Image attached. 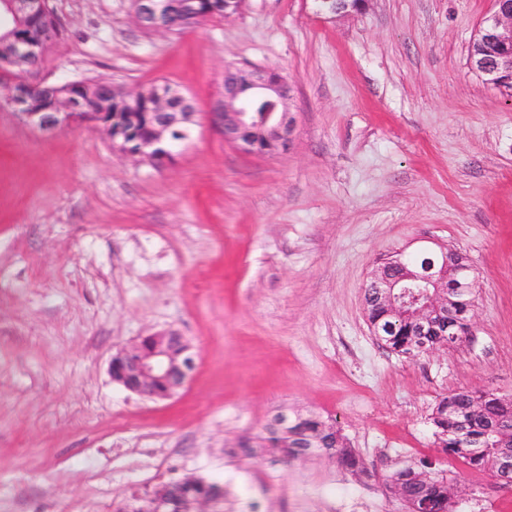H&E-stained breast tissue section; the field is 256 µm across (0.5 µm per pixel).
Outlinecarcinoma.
<instances>
[{
	"mask_svg": "<svg viewBox=\"0 0 512 512\" xmlns=\"http://www.w3.org/2000/svg\"><path fill=\"white\" fill-rule=\"evenodd\" d=\"M158 7L168 14L172 23L170 33L178 34L192 26L191 16L183 10V0H160ZM87 90L103 96L105 110L114 115L131 110L145 113L135 129L122 128L116 140L119 149L149 137L154 102L144 98L134 107L121 93L113 92L112 86L99 80L88 81ZM453 298L461 320L469 322L474 298L463 292L453 295ZM367 317L382 324L393 322L388 335L378 337L392 352L404 355L417 345L411 319L392 321L385 315L380 301L370 303ZM431 424L443 454L461 460L474 473L487 474L500 484L512 487V476L503 474L501 467L503 458H512L511 399L486 391L450 392L435 405ZM225 453L240 460L262 459L273 466L301 459H332L339 469L358 479H377L389 492L392 486H397V491L392 492L407 512H417L424 504L429 512H453L458 495L457 478L443 470H432V462L425 459L391 468L381 475L369 470L362 457L346 444L333 425L310 413L290 415L286 411H278L267 420L261 433L240 439L233 447L225 449ZM192 491L207 496H224L223 487L202 477L195 479Z\"/></svg>",
	"mask_w": 512,
	"mask_h": 512,
	"instance_id": "1",
	"label": "carcinoma"
}]
</instances>
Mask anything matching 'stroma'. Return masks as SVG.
Listing matches in <instances>:
<instances>
[{
    "label": "stroma",
    "instance_id": "35a3bbf8",
    "mask_svg": "<svg viewBox=\"0 0 512 512\" xmlns=\"http://www.w3.org/2000/svg\"><path fill=\"white\" fill-rule=\"evenodd\" d=\"M50 5L66 34L46 84L166 82L196 123L158 167L0 108V512H115L187 477L268 512H404L323 458L226 455L281 408L320 415L377 471L426 457L459 474L455 512H512L430 423L452 390L512 398V98L468 60L491 0H366L340 19L244 0L177 35L139 26L131 0ZM228 66L287 79V149L214 127ZM424 244L466 255L478 288L471 334L410 359L372 336L363 289ZM168 330L198 350L185 389L112 381L119 348Z\"/></svg>",
    "mask_w": 512,
    "mask_h": 512
}]
</instances>
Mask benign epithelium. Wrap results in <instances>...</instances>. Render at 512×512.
Here are the masks:
<instances>
[{
  "instance_id": "1",
  "label": "benign epithelium",
  "mask_w": 512,
  "mask_h": 512,
  "mask_svg": "<svg viewBox=\"0 0 512 512\" xmlns=\"http://www.w3.org/2000/svg\"><path fill=\"white\" fill-rule=\"evenodd\" d=\"M325 13L334 17L349 16L362 9L365 0H323ZM493 10L482 22L487 40L499 52L489 58H479L475 66L489 79L512 83V0H492ZM134 18L143 26L164 34L167 25L158 9L157 0H135ZM50 10L49 0H0V16L13 22L6 41L9 51L0 55V102L21 116L27 124L52 133L68 124H91L112 136L109 113L77 95L61 100L53 86L33 84L32 71L45 52L57 43L54 33H45L41 40L29 39L24 31L36 26ZM157 112L153 113V134L140 142L136 149L123 153L132 157L151 156L161 166L173 157V149L187 139L189 125L194 122L192 100L175 88L158 91L155 95ZM215 127L224 140L237 144L249 153L269 154L288 145L293 118L289 109L288 82L276 70H224V99L212 113ZM179 138L169 141L172 131ZM423 262L410 263L398 276L376 272L365 290L376 289L394 310L397 318L410 317L418 326L420 345L408 357L430 352L425 343L429 331L441 325L448 327L453 307L447 302L445 278L448 271L456 276V287L470 291L475 288L473 270L467 258L458 251L441 252L442 265L436 268L433 251L424 249ZM196 354L187 339L176 332L148 335L128 348L120 349L110 362L112 380L139 395L166 400L173 397L189 381L195 369ZM170 484L155 489L149 508L130 512H173L170 509Z\"/></svg>"
}]
</instances>
